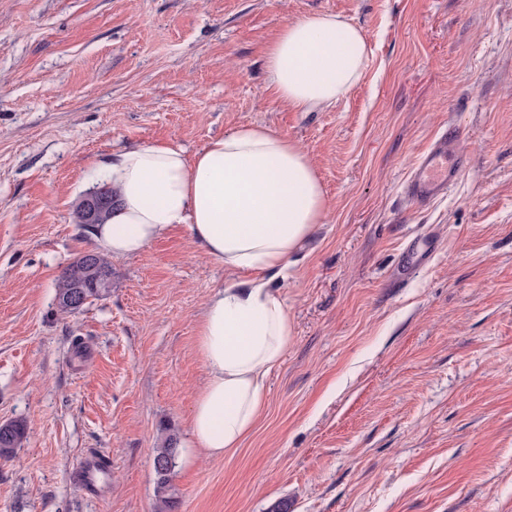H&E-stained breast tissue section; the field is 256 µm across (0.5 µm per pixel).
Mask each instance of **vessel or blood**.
Wrapping results in <instances>:
<instances>
[{
  "mask_svg": "<svg viewBox=\"0 0 512 512\" xmlns=\"http://www.w3.org/2000/svg\"><path fill=\"white\" fill-rule=\"evenodd\" d=\"M466 166V157L457 148L455 129L437 136L414 164L405 185L408 199L424 208L444 197ZM110 460L97 452H88L76 468L86 495L99 494L98 476L107 470Z\"/></svg>",
  "mask_w": 512,
  "mask_h": 512,
  "instance_id": "1",
  "label": "vessel or blood"
}]
</instances>
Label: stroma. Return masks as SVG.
<instances>
[{
	"mask_svg": "<svg viewBox=\"0 0 512 512\" xmlns=\"http://www.w3.org/2000/svg\"><path fill=\"white\" fill-rule=\"evenodd\" d=\"M361 27L367 66L332 107L276 96L283 26ZM304 150L331 215L275 286L294 331L240 448L190 450L205 301L227 274L186 227L112 258V288L62 315L93 164L237 126ZM469 159L418 208L410 170L448 126ZM437 250L399 272L421 236ZM0 512H156L176 434L175 512H512V0H0ZM112 474L88 499V450ZM26 437V424L21 419L0 424V458H11ZM178 452L177 438L171 434L164 439L162 446L157 448L153 465L157 477V486L162 493L171 484ZM110 467V459L96 451L88 452L76 468V474L87 496H99L98 476Z\"/></svg>",
	"mask_w": 512,
	"mask_h": 512,
	"instance_id": "35a3bbf8",
	"label": "stroma"
}]
</instances>
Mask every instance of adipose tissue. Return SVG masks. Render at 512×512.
Masks as SVG:
<instances>
[{"mask_svg": "<svg viewBox=\"0 0 512 512\" xmlns=\"http://www.w3.org/2000/svg\"><path fill=\"white\" fill-rule=\"evenodd\" d=\"M367 61L364 31L332 14H312L282 29L267 55L278 98L303 111L332 106L359 81ZM95 173L116 193L112 216L93 227L97 247L115 257L143 251L170 229L232 273L219 284L198 327L207 370L190 422L191 445L219 457L239 448L267 404V380L293 334L273 289L328 204L308 155L269 128L242 125L187 159L174 143H145L99 160Z\"/></svg>", "mask_w": 512, "mask_h": 512, "instance_id": "ef3b65f1", "label": "adipose tissue"}]
</instances>
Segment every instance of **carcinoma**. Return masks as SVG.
Segmentation results:
<instances>
[{"mask_svg":"<svg viewBox=\"0 0 512 512\" xmlns=\"http://www.w3.org/2000/svg\"><path fill=\"white\" fill-rule=\"evenodd\" d=\"M104 271L107 276H112V265L102 253L94 252V263L86 262V255L79 256L69 264L61 273L55 302L57 311L62 315H70L79 312L84 305L74 302L75 296L83 295L91 301L105 297L109 289L96 288L93 285L99 271ZM26 437V424L21 419L11 420L0 424V458H11L15 450L21 447ZM178 441L173 435H168L157 449L153 460L154 471L157 477V486L161 491H166L172 481L176 457L178 455Z\"/></svg>","mask_w":512,"mask_h":512,"instance_id":"obj_1","label":"carcinoma"}]
</instances>
